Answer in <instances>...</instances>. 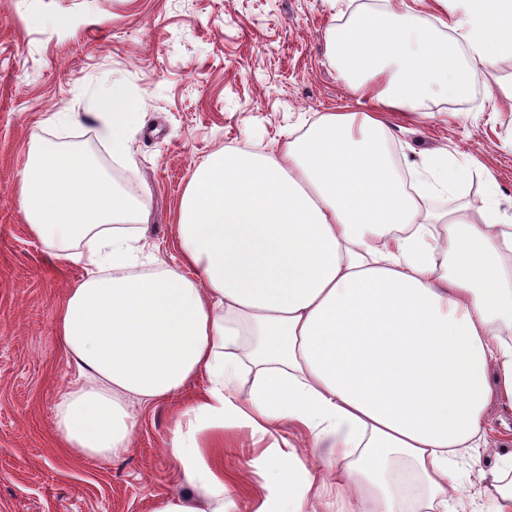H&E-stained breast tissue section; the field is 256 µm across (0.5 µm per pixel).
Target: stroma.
Wrapping results in <instances>:
<instances>
[{
  "label": "stroma",
  "mask_w": 512,
  "mask_h": 512,
  "mask_svg": "<svg viewBox=\"0 0 512 512\" xmlns=\"http://www.w3.org/2000/svg\"><path fill=\"white\" fill-rule=\"evenodd\" d=\"M347 0H0V512H152L180 492L169 452L178 410L206 388L189 383L177 399L137 412L132 448L105 460L80 457L54 430L56 406L74 378L60 349L55 312L82 266H58L31 237L18 187L32 134L67 138L98 161L105 176L131 173L128 192L151 211L144 253L175 262L176 205L195 167L224 147L260 150L285 141L326 112L355 107L325 53L327 30L342 25ZM512 75L499 63L458 99L427 112L388 115L398 171L421 166L439 150L476 158L496 185L471 179L447 198L444 212L482 206L496 196L512 214V111L488 95ZM121 79L145 123L131 161L114 165L81 121L54 128L58 112L84 113L93 90ZM305 427L282 422L254 434L224 427V471L238 475L236 512H255L264 478L250 462Z\"/></svg>",
  "instance_id": "obj_1"
}]
</instances>
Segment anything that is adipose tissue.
<instances>
[{"label":"adipose tissue","instance_id":"1","mask_svg":"<svg viewBox=\"0 0 512 512\" xmlns=\"http://www.w3.org/2000/svg\"><path fill=\"white\" fill-rule=\"evenodd\" d=\"M436 2L460 16L444 33L388 6L327 31L326 55L361 109L197 166L179 201L178 263L157 258L137 272L146 204L32 137L19 190L26 228L56 264L86 271L55 316L75 372L55 416L66 448L119 456L135 408L208 382L170 440L188 490L153 512H233L225 424L265 433L286 419L309 437L255 459L258 512H512V453L487 417L490 405L512 408V215L492 199L425 211L426 193L492 173L440 156L413 172L421 190L411 193L384 121L460 97L512 59V0ZM461 44L470 65L455 60ZM91 115L113 160H128L144 116L122 81L95 92ZM244 370L254 375L245 394ZM464 464L478 496L459 493Z\"/></svg>","mask_w":512,"mask_h":512}]
</instances>
